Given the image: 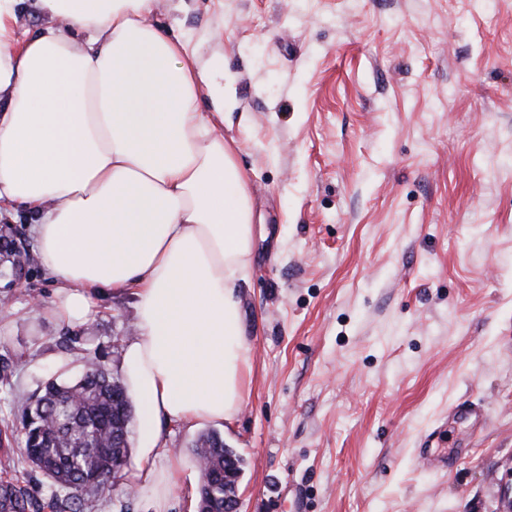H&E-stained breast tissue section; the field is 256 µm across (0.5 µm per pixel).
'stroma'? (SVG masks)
<instances>
[{
    "label": "stroma",
    "instance_id": "35a3bbf8",
    "mask_svg": "<svg viewBox=\"0 0 512 512\" xmlns=\"http://www.w3.org/2000/svg\"><path fill=\"white\" fill-rule=\"evenodd\" d=\"M224 55L221 131L247 176L253 261L236 290L250 363L230 423L171 424L165 458L216 433L242 512H502L512 500V0H159ZM40 263L0 278V458L68 363L116 373L130 298L72 328ZM476 407L481 420L451 418ZM428 448L447 470L418 466ZM83 512H146L119 486Z\"/></svg>",
    "mask_w": 512,
    "mask_h": 512
}]
</instances>
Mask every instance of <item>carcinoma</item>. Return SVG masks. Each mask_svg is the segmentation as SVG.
Returning a JSON list of instances; mask_svg holds the SVG:
<instances>
[{"instance_id":"cac0c4a2","label":"carcinoma","mask_w":512,"mask_h":512,"mask_svg":"<svg viewBox=\"0 0 512 512\" xmlns=\"http://www.w3.org/2000/svg\"><path fill=\"white\" fill-rule=\"evenodd\" d=\"M120 393L121 382L99 361L87 363L74 384L48 383L35 406L26 409L31 435L24 451L54 491L42 498L28 484L0 477V512H82V493L112 489L127 453L112 447V438L129 433L112 400ZM192 451L207 462L198 489L200 512H224L223 438L206 434Z\"/></svg>"}]
</instances>
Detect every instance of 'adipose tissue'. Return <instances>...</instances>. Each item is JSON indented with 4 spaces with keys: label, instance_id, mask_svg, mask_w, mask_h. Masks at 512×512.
Wrapping results in <instances>:
<instances>
[{
    "label": "adipose tissue",
    "instance_id": "ef3b65f1",
    "mask_svg": "<svg viewBox=\"0 0 512 512\" xmlns=\"http://www.w3.org/2000/svg\"><path fill=\"white\" fill-rule=\"evenodd\" d=\"M48 19L20 37L26 3ZM156 0H0V206L23 209L55 284L45 312L85 325L133 299L118 365L138 413L125 483L168 512L169 423L239 414L250 348L238 281L252 263L245 175L218 129L224 58L162 31Z\"/></svg>",
    "mask_w": 512,
    "mask_h": 512
}]
</instances>
